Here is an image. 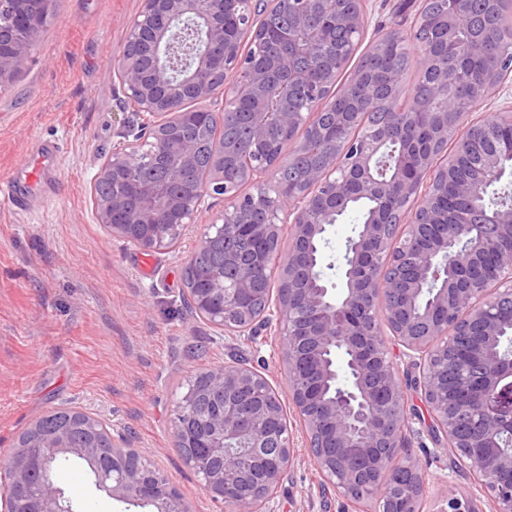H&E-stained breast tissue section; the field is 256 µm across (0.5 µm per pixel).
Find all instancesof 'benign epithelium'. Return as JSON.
<instances>
[{"instance_id": "7a95c632", "label": "benign epithelium", "mask_w": 512, "mask_h": 512, "mask_svg": "<svg viewBox=\"0 0 512 512\" xmlns=\"http://www.w3.org/2000/svg\"><path fill=\"white\" fill-rule=\"evenodd\" d=\"M272 9L291 14L288 27L277 31L278 53L258 63L245 45H258L268 35L264 18L251 11L250 0H142L127 45L115 66L123 91L141 119L113 148L95 176L93 200L98 223L112 237L146 251L175 247L203 211L208 198L224 197L201 237L200 248L218 242L224 266L237 270L231 283L224 271L208 276V287H187L200 318L230 333L253 334L277 325L279 348L294 383L289 397L305 437L310 460L325 483L363 510L422 512L416 508L424 491V469L409 458L402 471L389 460L403 447L400 430L408 423L404 391L382 338L372 300L383 299V316L399 345L415 355L419 382L434 416L438 444L450 448L473 477L475 491L490 502V512H512V308L500 297L512 295V249L490 245L512 239V207L491 213L478 199L512 161V100L486 125L474 111L436 112L433 103L448 92L457 72L453 59L456 29L473 0H452L437 24L445 33L436 50L420 49L410 68L431 76L418 111L404 112L398 100L402 74L384 80L367 70H354L345 95L361 97L383 87L384 101L405 122L424 117L432 128L428 149L407 150L387 181L373 175L391 130L378 124L361 137L345 139L323 165L301 179L279 184L270 214L261 224L249 223L257 207L247 183H259L281 166L252 153L230 163L224 150L214 153L209 178L195 189L182 185L192 171L197 144L183 131L187 108L197 106L217 128L225 112L242 107L250 117L254 140H267L271 123L262 105L283 87L301 88L311 111L284 103L276 126L282 129L314 123L328 109L327 85L336 72L321 77L299 60L336 30L361 41L366 34L363 0L346 8L339 0H270ZM54 0H0V18L15 17L28 37H5L0 26V85L21 72L31 54V37L53 15ZM489 78L479 99L499 94L512 81V53L488 55ZM224 75L215 81L216 72ZM358 113L339 114L323 137H336ZM453 144L444 165L436 149ZM159 166L163 176L130 181L128 159ZM476 157L481 174H458L465 159ZM128 186L108 197L96 185ZM378 196L380 207L359 231L341 269L344 284L328 278L316 256L336 215L351 199ZM458 200L469 205L459 208ZM289 225V245L278 281L288 294L253 277L271 269L272 241L281 225ZM481 336L477 359L468 364L465 384L457 364L468 357L467 345L445 360L442 338ZM70 421L81 424L87 439L73 443L68 428L52 437L32 422L21 434L5 467L0 469V512H73V500L53 480L31 496L23 493L34 470L49 472L71 455L84 459L95 484L112 499L147 512H188L176 490L154 465L122 436H111L112 465L103 462L101 436L106 421L80 407ZM176 445L207 453H191L186 462L200 475L205 489L229 512H264L275 498L294 454L287 412L269 381L245 363L207 372L204 382L190 386L173 417ZM441 512H480L473 497H451Z\"/></svg>"}]
</instances>
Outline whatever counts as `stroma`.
<instances>
[{"mask_svg": "<svg viewBox=\"0 0 512 512\" xmlns=\"http://www.w3.org/2000/svg\"><path fill=\"white\" fill-rule=\"evenodd\" d=\"M369 33L406 28L421 0H366ZM140 0H57L28 66L0 87V178L32 159L36 140L58 141L60 192L26 214L0 208V465L42 414L78 403L108 420L169 479L191 512H225L175 445L171 420L196 374L246 359L287 397L288 372L273 331L225 335L185 303L183 268L208 222L201 214L174 251L139 250L98 224L90 188L106 156L135 123L113 68ZM413 457L427 462L424 512L470 495L472 477L450 465L430 430L419 372L394 336ZM57 483L78 512H137L100 491L78 460ZM271 512H354L325 491L304 445Z\"/></svg>", "mask_w": 512, "mask_h": 512, "instance_id": "obj_1", "label": "stroma"}]
</instances>
